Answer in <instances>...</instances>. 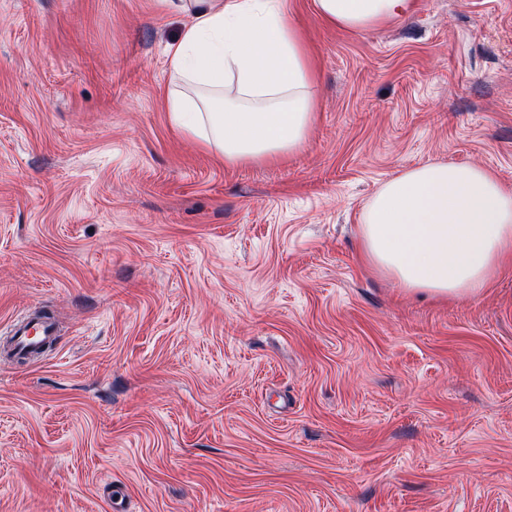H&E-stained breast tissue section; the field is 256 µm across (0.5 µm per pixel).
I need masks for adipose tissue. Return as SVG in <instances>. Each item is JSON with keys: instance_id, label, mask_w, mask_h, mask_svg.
Instances as JSON below:
<instances>
[{"instance_id": "obj_1", "label": "adipose tissue", "mask_w": 512, "mask_h": 512, "mask_svg": "<svg viewBox=\"0 0 512 512\" xmlns=\"http://www.w3.org/2000/svg\"><path fill=\"white\" fill-rule=\"evenodd\" d=\"M190 14L169 46L176 127L240 166L300 150L316 120L317 73L285 0H166ZM351 31L410 14L414 0H314ZM363 261L405 292L476 296L512 260V187L477 166L433 162L384 182L360 224Z\"/></svg>"}]
</instances>
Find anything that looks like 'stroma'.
I'll return each mask as SVG.
<instances>
[{
  "label": "stroma",
  "mask_w": 512,
  "mask_h": 512,
  "mask_svg": "<svg viewBox=\"0 0 512 512\" xmlns=\"http://www.w3.org/2000/svg\"><path fill=\"white\" fill-rule=\"evenodd\" d=\"M318 70L287 160L174 127L163 0H0V512H512V264L464 301L359 259L418 165L512 186V0L364 31L285 0ZM11 332H13L14 346L20 351H25L47 339H54L57 335V327L53 321L28 319L17 325L14 322Z\"/></svg>",
  "instance_id": "35a3bbf8"
}]
</instances>
